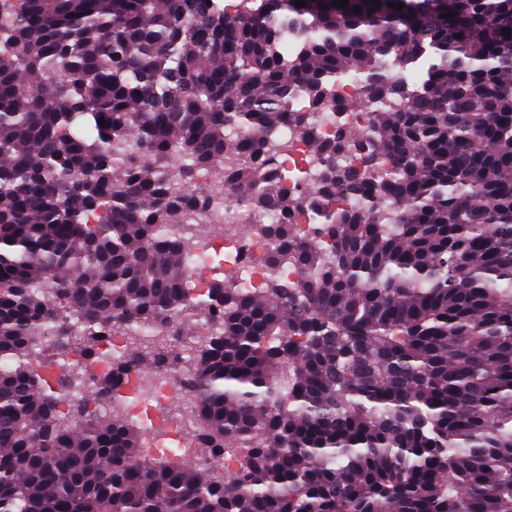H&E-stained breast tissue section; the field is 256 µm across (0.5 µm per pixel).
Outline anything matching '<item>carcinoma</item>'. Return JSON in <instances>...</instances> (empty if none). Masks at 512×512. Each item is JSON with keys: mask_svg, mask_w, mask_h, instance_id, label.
<instances>
[{"mask_svg": "<svg viewBox=\"0 0 512 512\" xmlns=\"http://www.w3.org/2000/svg\"><path fill=\"white\" fill-rule=\"evenodd\" d=\"M332 2L0 0V512H512V0ZM350 70L375 106L325 142L293 102L363 109L328 95ZM284 125L326 157L309 194L267 147ZM226 162L285 221L260 287L193 298L186 225L227 201L196 175ZM189 308L212 319L196 438L241 452L225 480L145 455L124 415L57 410L28 363L73 319L89 357L136 336L96 389L122 406Z\"/></svg>", "mask_w": 512, "mask_h": 512, "instance_id": "cac0c4a2", "label": "carcinoma"}]
</instances>
